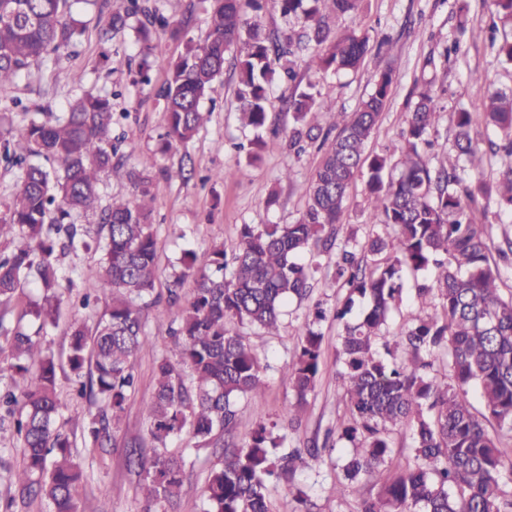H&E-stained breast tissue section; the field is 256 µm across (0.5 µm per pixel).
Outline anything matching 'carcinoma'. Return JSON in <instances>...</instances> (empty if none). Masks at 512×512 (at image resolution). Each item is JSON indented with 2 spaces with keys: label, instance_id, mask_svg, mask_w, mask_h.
<instances>
[{
  "label": "carcinoma",
  "instance_id": "1",
  "mask_svg": "<svg viewBox=\"0 0 512 512\" xmlns=\"http://www.w3.org/2000/svg\"><path fill=\"white\" fill-rule=\"evenodd\" d=\"M89 0H0V90L35 62L70 47L79 34L72 7ZM285 20L299 29L283 37L265 32L257 19L263 0H213L207 33L189 40L157 91L168 142L186 144L209 120L203 110L215 80L224 72L225 53L237 61L239 121L256 132L269 123V90L275 78L292 84L286 104L293 124L288 148L301 153L322 140L311 179L302 187L305 210L294 224H242L232 261L224 245H214L199 269L196 255L184 253L181 270L166 294L155 292L158 242L151 220L150 169L130 173L134 192L99 211L97 230L77 223L96 208L99 174L120 165L124 155L112 143V98L87 93L56 115L45 107L23 109L20 122L0 133V163L19 170L12 200L0 213V230L11 233L13 248L0 250V302L18 297L30 278L39 296L26 303L19 319L37 331L0 317V409L16 417L22 465L13 471L15 495L5 512L37 498L49 512H77L73 495L82 472L73 463L69 435L57 426L62 398L54 357L43 350L39 331L56 323L64 277L59 257L95 248L102 263L85 280L82 307L100 294L110 297L108 316L89 337L71 327L67 357L76 394L98 404L82 427L84 441L105 448L117 428L137 379L132 358L150 345L143 312L153 308L173 326L176 351L155 370L154 395L145 407L151 448L132 444L131 462L143 478L138 487L147 506L172 504L182 492L186 460L171 442L187 436L198 443L222 441L224 460L211 473L205 512H273L269 482L288 485L298 471L319 465L334 442L355 453L342 465L343 479H371L376 494L360 496L357 512H512V493L502 489L506 449L486 422L512 438V298L500 294L501 274L491 263L488 203L512 216V92L494 91L474 109L457 113L454 153L429 154L428 136L440 107L432 87L415 92L398 148L391 155H365L396 80L389 61L373 90L353 112L318 101L313 85H301L296 59L339 74L358 69L371 51L369 37L338 22L355 14L360 0H277ZM138 21L137 34L149 43L167 20L156 0H130L125 11L108 12L102 35L110 40ZM492 45L512 64V32L493 33ZM328 116L334 137H319L310 117ZM492 130L488 150L472 130ZM506 160L496 178H480L491 159ZM375 221L362 241L340 239L350 189L363 167ZM336 253L334 282L345 290L334 318L340 325L336 363L347 411L323 442L288 448L286 428L301 423V410L323 373V336L315 324L325 319L320 304L299 329L288 379L297 403L283 417L262 420L238 443L237 398L263 391L261 359L233 332L235 322L274 336L288 300H307L318 265L305 252ZM414 278L420 306L398 335L389 320L399 311L403 273ZM196 284L188 300L178 286ZM445 374L434 372L435 362ZM475 391L483 411L470 399ZM412 431L411 456L393 458L392 435Z\"/></svg>",
  "mask_w": 512,
  "mask_h": 512
}]
</instances>
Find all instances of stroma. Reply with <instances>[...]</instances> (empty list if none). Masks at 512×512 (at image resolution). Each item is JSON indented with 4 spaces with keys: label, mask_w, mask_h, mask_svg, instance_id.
I'll return each mask as SVG.
<instances>
[{
    "label": "stroma",
    "mask_w": 512,
    "mask_h": 512,
    "mask_svg": "<svg viewBox=\"0 0 512 512\" xmlns=\"http://www.w3.org/2000/svg\"><path fill=\"white\" fill-rule=\"evenodd\" d=\"M466 2L467 32L458 53L448 55L444 49L456 30V0H361L358 14L343 19V26L367 33L375 42L390 36L389 51L368 55L357 71L346 75L312 72L302 65L299 77L314 85L321 101L349 112L371 91L376 75L388 61H396L394 93L368 143V153L394 151L405 127L409 92L418 80L444 91L434 150L448 152L459 109L479 105L489 89L512 90V65L497 59L489 47L487 24L495 11L492 0ZM210 5V0H160L170 27L154 35L147 53L137 39L136 19H129L127 29L106 42L100 38L103 18L97 7L77 5L83 31L74 44L61 54L49 55L23 72L10 88L0 90V106L14 101L30 108L48 105L58 114L83 93H111L117 119L113 133L123 138L127 159L122 167L102 172L100 195L106 203L129 196L134 190L129 168L140 156L156 157L152 223L159 246L160 276L155 284L159 291L165 290L183 251H195L203 259L216 243L232 250L240 225L296 222L305 209L302 186L311 178L317 161L311 151L299 156L287 152L282 131L291 120L282 110L283 88L279 85L270 94V113L278 132L265 134L257 158H249L246 146L254 133L238 121L234 55L230 52L225 55L224 74L214 82L205 103L211 111L206 127L189 143L166 147L165 116L156 93L167 77L170 62L183 53L186 41L204 36ZM144 62L149 65L150 81L139 84L135 78ZM181 165L193 170L191 179L166 177V170ZM228 167L235 171L232 178L212 180V173ZM286 169L292 172L287 179L282 176ZM272 195L277 198L273 204L268 201ZM109 307L110 299L104 295L79 312L62 305L56 324L41 334L43 347L57 361V388L64 398L61 422L72 436L80 435L83 419L97 407L88 399L70 395L69 327L78 320L94 328ZM307 313V304L290 302L275 336L243 328L251 348L268 368L263 375V392L238 404L240 436H247L257 421L279 417L295 405L286 365L297 349L298 329ZM144 321L152 347L134 361L138 389L126 405L113 446L102 450L80 444L73 450L84 472L74 492L78 512H144L146 508L137 492L139 477L127 464L125 447L127 442L147 435L143 405L154 392L156 362L172 356L175 346L168 323L157 319L154 311H146ZM318 329L323 335L325 371L307 399L300 426L288 433L292 446L323 438L346 411L336 367L337 324L329 317ZM179 445L188 462L186 478L179 500L167 512H201L204 489L222 451L209 445L197 447L186 439ZM346 454V449H337L318 470L298 473L297 483L312 489L314 512H356L358 492L336 484Z\"/></svg>",
    "instance_id": "obj_1"
}]
</instances>
